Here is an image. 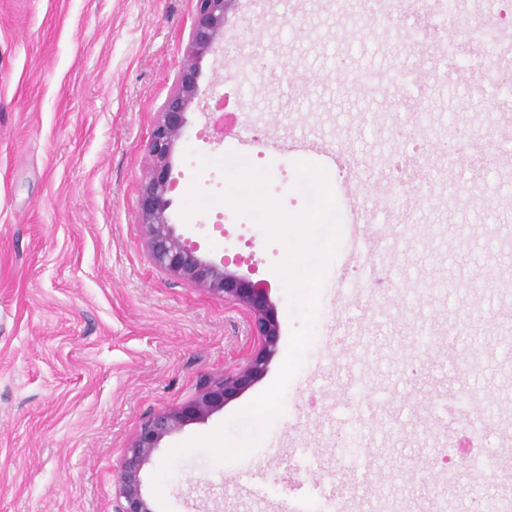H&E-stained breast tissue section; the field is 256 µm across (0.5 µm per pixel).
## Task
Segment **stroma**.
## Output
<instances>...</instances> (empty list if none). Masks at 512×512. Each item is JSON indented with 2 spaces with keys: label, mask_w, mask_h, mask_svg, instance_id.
I'll return each mask as SVG.
<instances>
[{
  "label": "stroma",
  "mask_w": 512,
  "mask_h": 512,
  "mask_svg": "<svg viewBox=\"0 0 512 512\" xmlns=\"http://www.w3.org/2000/svg\"><path fill=\"white\" fill-rule=\"evenodd\" d=\"M415 0L387 21H353L334 0H241L224 48L200 62L202 103L226 95L237 122L221 142L200 107L176 148L168 214L211 262L268 283L280 327L264 375L219 411L165 437L143 469L154 512H279L306 497L319 512L387 498L425 512L419 481L447 512H471L470 490L512 496V335L491 324L512 306V99L478 89L458 63L483 59L485 30L511 22L462 0L425 43L410 35ZM196 20L195 0H0V512H113L116 469L143 422L181 405L254 349L236 305L156 267L139 222L148 142ZM450 77L434 82V65ZM372 73L373 87L360 84ZM467 134L449 138L452 124ZM335 152L273 153L271 137ZM260 155L267 191L296 215L307 200L296 165H325L342 227L359 201L365 244L349 235L328 270L314 339L288 385L284 412L245 457L197 450L169 474L171 450L211 434L275 379L300 322L275 270L287 250L225 206L183 219L192 188L228 190L203 158ZM483 166H469L471 150ZM371 262L386 297L337 296L352 265ZM429 330L420 351L412 338ZM358 374L364 390L352 396ZM478 431L448 420L456 394ZM498 403L487 415V404ZM369 467L338 455L350 423ZM491 448L505 468L442 462L449 439ZM162 482H155V475Z\"/></svg>",
  "instance_id": "obj_1"
}]
</instances>
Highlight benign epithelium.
I'll return each mask as SVG.
<instances>
[{"label":"benign epithelium","instance_id":"benign-epithelium-1","mask_svg":"<svg viewBox=\"0 0 512 512\" xmlns=\"http://www.w3.org/2000/svg\"><path fill=\"white\" fill-rule=\"evenodd\" d=\"M238 0H196V22L186 49V62L153 125L149 140L151 165L139 192L140 224L153 263L161 270L224 297L249 314L250 335L259 346L246 362L224 378L208 384L187 403L148 418L118 467V493L114 512H154L142 492L141 471L162 439L184 424L203 420L224 407L266 370L279 340L275 306L266 288L197 254L194 244L176 234L167 210L173 189V154L187 122L186 114L198 98V61L216 52L224 40V23Z\"/></svg>","mask_w":512,"mask_h":512}]
</instances>
